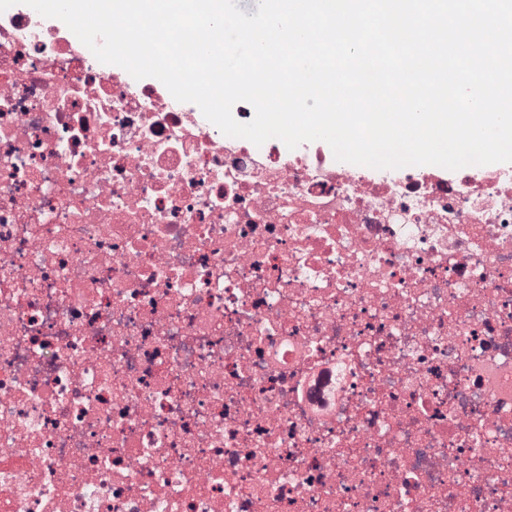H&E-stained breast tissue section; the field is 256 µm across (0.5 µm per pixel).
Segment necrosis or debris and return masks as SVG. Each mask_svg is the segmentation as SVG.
<instances>
[{"instance_id":"necrosis-or-debris-1","label":"necrosis or debris","mask_w":512,"mask_h":512,"mask_svg":"<svg viewBox=\"0 0 512 512\" xmlns=\"http://www.w3.org/2000/svg\"><path fill=\"white\" fill-rule=\"evenodd\" d=\"M0 512H512V168L257 146L10 14Z\"/></svg>"}]
</instances>
